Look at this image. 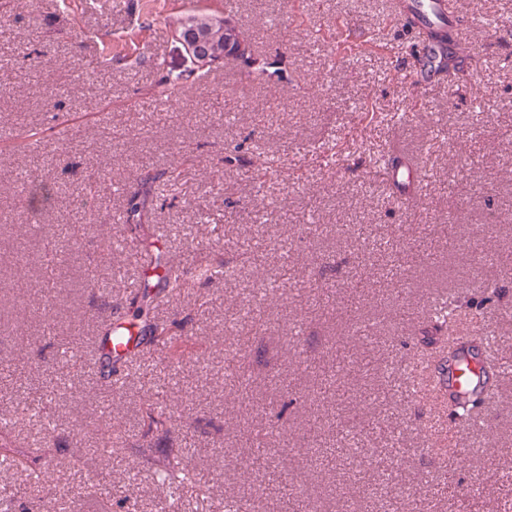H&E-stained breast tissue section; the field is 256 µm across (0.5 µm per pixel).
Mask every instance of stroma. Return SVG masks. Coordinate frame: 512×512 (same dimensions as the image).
I'll list each match as a JSON object with an SVG mask.
<instances>
[{
	"label": "stroma",
	"instance_id": "1",
	"mask_svg": "<svg viewBox=\"0 0 512 512\" xmlns=\"http://www.w3.org/2000/svg\"><path fill=\"white\" fill-rule=\"evenodd\" d=\"M0 0V444L41 448L63 512H174L155 482L171 457L201 480L176 512H376L355 482L392 471V497L424 512H512V0H455L470 21L473 76L423 90L405 83L413 32L386 22L387 0ZM191 15L225 19L273 64L257 79L242 60L195 69L173 32ZM379 47L341 60L336 25ZM42 53L32 69L27 50ZM19 135L41 146L14 149ZM412 152L427 182L412 208L381 181V159ZM266 161V176L253 167ZM102 174L94 198L89 174ZM154 177L135 224H116L137 176ZM54 195L36 211L39 187ZM317 233H310V226ZM170 235L182 268L221 254L229 277L156 313L174 340L108 390L82 353L135 269L132 246ZM67 263L50 270L51 254ZM447 291L497 336L505 371L484 429L469 432L452 479L422 451L431 418L458 427L430 379L401 396L403 366L422 347L425 306ZM257 295L258 333L233 311ZM177 365H170V358ZM189 416L190 430L152 429L145 402ZM43 398L58 429L20 404ZM291 400L254 485L237 457L268 405ZM120 428L103 447L98 426ZM332 453L326 466L316 449ZM136 475L134 501L106 496Z\"/></svg>",
	"mask_w": 512,
	"mask_h": 512
}]
</instances>
